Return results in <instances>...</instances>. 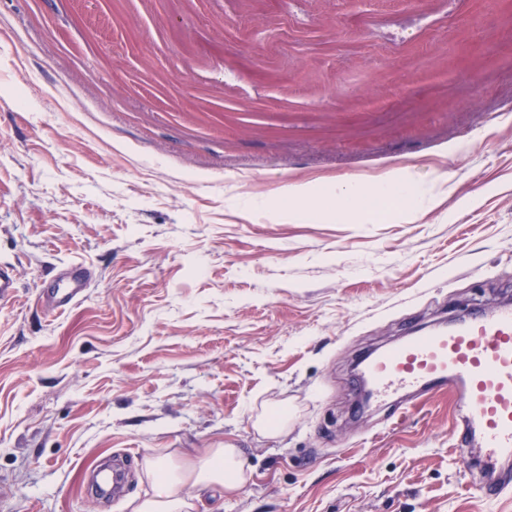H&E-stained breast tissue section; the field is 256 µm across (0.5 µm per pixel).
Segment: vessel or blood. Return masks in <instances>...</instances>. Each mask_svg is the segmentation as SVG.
I'll return each mask as SVG.
<instances>
[{"label": "vessel or blood", "mask_w": 512, "mask_h": 512, "mask_svg": "<svg viewBox=\"0 0 512 512\" xmlns=\"http://www.w3.org/2000/svg\"><path fill=\"white\" fill-rule=\"evenodd\" d=\"M91 282L88 270L68 267L42 288L37 302L63 313L85 297ZM360 367L378 397L442 390L462 396L465 430L456 440L461 461H469L475 441L488 460L512 459L511 305L415 334L366 357ZM473 490L495 501L512 495V481L483 478Z\"/></svg>", "instance_id": "1"}]
</instances>
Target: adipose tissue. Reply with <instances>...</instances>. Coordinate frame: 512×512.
<instances>
[{"label":"adipose tissue","mask_w":512,"mask_h":512,"mask_svg":"<svg viewBox=\"0 0 512 512\" xmlns=\"http://www.w3.org/2000/svg\"><path fill=\"white\" fill-rule=\"evenodd\" d=\"M333 195L337 204L333 210L317 207V190L310 184L290 185L284 198L289 212L343 223L373 212L383 200L397 202L400 218L408 220L418 206L435 198L432 185L414 183L403 171L386 173L370 184L358 180L337 183ZM141 466L151 491L134 499L132 512H196L198 502L207 496L214 501L210 512H222L225 494L237 492L247 482L239 451L229 445L205 449L196 462L186 465L171 464L148 452Z\"/></svg>","instance_id":"1"}]
</instances>
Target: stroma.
Returning a JSON list of instances; mask_svg holds the SVG:
<instances>
[{"label":"stroma","instance_id":"35a3bbf8","mask_svg":"<svg viewBox=\"0 0 512 512\" xmlns=\"http://www.w3.org/2000/svg\"><path fill=\"white\" fill-rule=\"evenodd\" d=\"M392 169L450 180L408 222L279 211ZM0 262V512H131L146 452L222 444L223 512H512L452 447L460 399L358 412L352 372L512 300V0H0ZM69 263L93 284L49 314Z\"/></svg>","mask_w":512,"mask_h":512}]
</instances>
